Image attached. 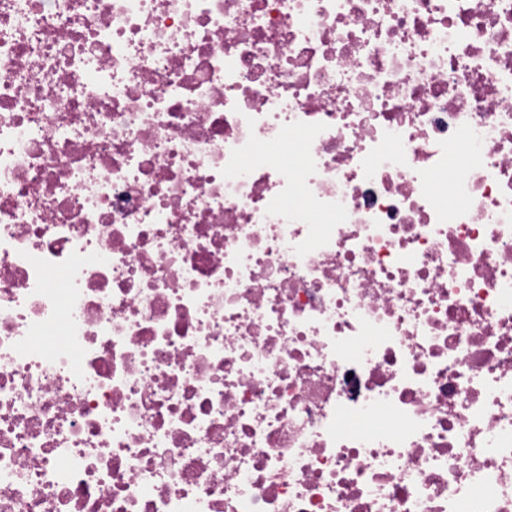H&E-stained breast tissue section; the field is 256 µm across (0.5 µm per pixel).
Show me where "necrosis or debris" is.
<instances>
[{"instance_id":"obj_1","label":"necrosis or debris","mask_w":512,"mask_h":512,"mask_svg":"<svg viewBox=\"0 0 512 512\" xmlns=\"http://www.w3.org/2000/svg\"><path fill=\"white\" fill-rule=\"evenodd\" d=\"M0 512H512V0H0Z\"/></svg>"}]
</instances>
